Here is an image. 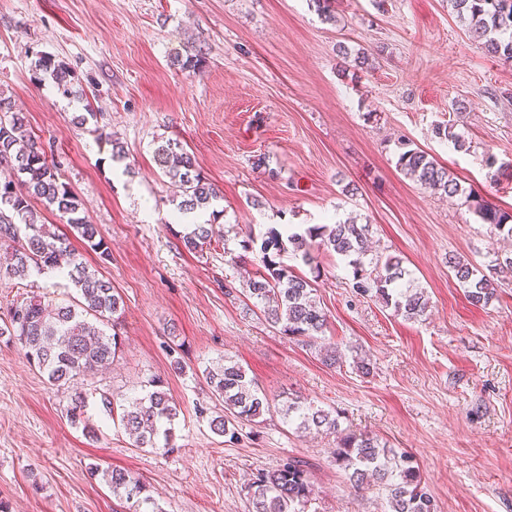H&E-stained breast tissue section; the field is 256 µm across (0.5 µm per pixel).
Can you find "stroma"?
Segmentation results:
<instances>
[{
    "label": "stroma",
    "mask_w": 512,
    "mask_h": 512,
    "mask_svg": "<svg viewBox=\"0 0 512 512\" xmlns=\"http://www.w3.org/2000/svg\"><path fill=\"white\" fill-rule=\"evenodd\" d=\"M0 0V92L25 118L81 214L112 250L89 266L122 295V343L111 369L85 378L89 438L66 417L70 392L52 387L10 337L0 336V503L8 512H127L90 468H124L164 512H251L246 484L296 456L312 468L309 512H385L377 486L355 490L332 437L298 436L282 414L243 424L227 442L210 428L205 365H242L273 402L299 398L335 410L342 428L410 453L438 512H512V276L475 306L450 255L486 266L499 243L463 200L423 189L396 166L400 140L434 156L485 200L512 211V63L484 54L448 0ZM368 50L371 66L344 69ZM48 55L74 76V95L38 79ZM193 68H182L187 57ZM87 114L85 124L75 118ZM452 121L471 141L435 137ZM176 142L220 192L192 221L212 224L209 250L185 249L180 198L159 146ZM494 166H487V157ZM263 167H256V160ZM354 220L379 255L399 257L430 307L408 321L354 293L344 262L293 252L315 275L341 352L284 336L248 311L247 236L284 224ZM239 256L243 265L230 263ZM61 273L0 280V318L32 295L64 298ZM162 380L180 408L176 450L133 447L100 393L118 403Z\"/></svg>",
    "instance_id": "1"
}]
</instances>
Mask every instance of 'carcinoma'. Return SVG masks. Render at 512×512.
Returning <instances> with one entry per match:
<instances>
[{
  "label": "carcinoma",
  "instance_id": "cac0c4a2",
  "mask_svg": "<svg viewBox=\"0 0 512 512\" xmlns=\"http://www.w3.org/2000/svg\"><path fill=\"white\" fill-rule=\"evenodd\" d=\"M450 5L485 52L512 61V0H450ZM35 70L50 76L62 93H72L71 72L65 65L43 56L35 62ZM434 132L457 149L469 150L453 124L439 122ZM160 165L178 188L183 210L194 211L219 197L212 184L193 171V158L178 144L161 148ZM1 166L8 168L13 177L0 182V248L10 250V261L0 269V279L23 281L33 269H57L59 261L66 257L67 277L78 297L59 303L33 295L13 302L4 325H0V336L6 334L14 339L28 361L47 375L51 385L68 388L79 378L113 362L119 348L118 337L107 334L106 329L119 324L125 305L112 282L83 262L69 236L52 233L46 225L36 222L30 200H41L98 255L100 263L108 262L112 251L103 239L96 238L95 227L85 223L79 199L59 181L45 149L17 113L7 119L0 117ZM396 166L424 188L465 198L491 234L512 236L511 211L496 207L472 188L463 186L426 151L404 143ZM15 217L22 224L15 223ZM212 238L209 225L195 224L182 241L188 250L197 253L210 247ZM288 245L307 266L315 262L319 251L341 257L350 267L352 288L358 295L382 299L406 320L426 316L429 300L424 289L405 278L400 258L370 253L367 225L350 221L314 224L300 231L290 229L286 236L272 227L262 237V266L249 278L246 299L259 310L261 319L284 335L315 343L325 338L327 328L326 314L313 296V281L289 271L280 261ZM448 268L469 302L485 306L495 295L496 277L512 273V256L495 257L484 271L467 259L451 256ZM202 378L211 397L224 407V414L214 417L211 426L231 441L237 438L240 424H254L276 408L236 362L223 359L207 365ZM87 406V395L76 391L70 396L66 415L72 424L83 425V431L94 438L96 430L87 417ZM280 411L299 435L335 437L336 466L358 489L373 482L381 485L387 512H437L436 501L411 455L388 447L376 436L344 431L334 411L312 402L291 400ZM179 412L158 379L151 381L150 390L133 400L131 408L120 407L119 419L135 447L167 453L175 449L172 425ZM99 473L112 494L128 503V512H164L146 484L130 472L91 469V475ZM248 493L252 512H306L316 495L310 464L289 456L272 470L258 471L248 483Z\"/></svg>",
  "mask_w": 512,
  "mask_h": 512
}]
</instances>
